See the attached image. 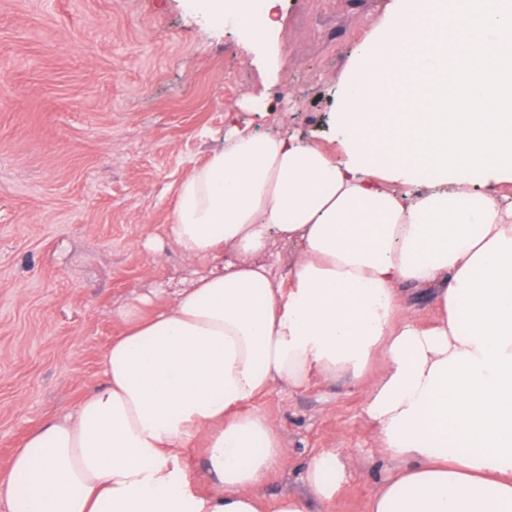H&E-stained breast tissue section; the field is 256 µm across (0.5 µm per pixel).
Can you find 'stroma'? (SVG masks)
<instances>
[{"mask_svg": "<svg viewBox=\"0 0 512 512\" xmlns=\"http://www.w3.org/2000/svg\"><path fill=\"white\" fill-rule=\"evenodd\" d=\"M388 2L282 0L280 34L256 46L188 0H0V476L100 381L120 307L165 306L206 271L167 225L226 112L325 143L331 91ZM364 404L344 378L256 398L288 454L261 495L367 512L390 464ZM325 448L353 462L327 509L303 480Z\"/></svg>", "mask_w": 512, "mask_h": 512, "instance_id": "1", "label": "stroma"}]
</instances>
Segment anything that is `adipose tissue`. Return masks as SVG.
I'll return each mask as SVG.
<instances>
[{"label": "adipose tissue", "instance_id": "1", "mask_svg": "<svg viewBox=\"0 0 512 512\" xmlns=\"http://www.w3.org/2000/svg\"><path fill=\"white\" fill-rule=\"evenodd\" d=\"M430 4L391 0L337 80L343 160L229 122L168 224L208 272L158 311L121 312L103 384L17 450L8 512H308L259 494L287 456L275 420L246 405L340 377L363 389L394 464L367 512H512V191L395 155L399 97L439 31ZM275 239L296 248L284 283L262 259ZM407 289L431 294L432 323ZM351 466L322 449L304 482L330 504Z\"/></svg>", "mask_w": 512, "mask_h": 512}]
</instances>
